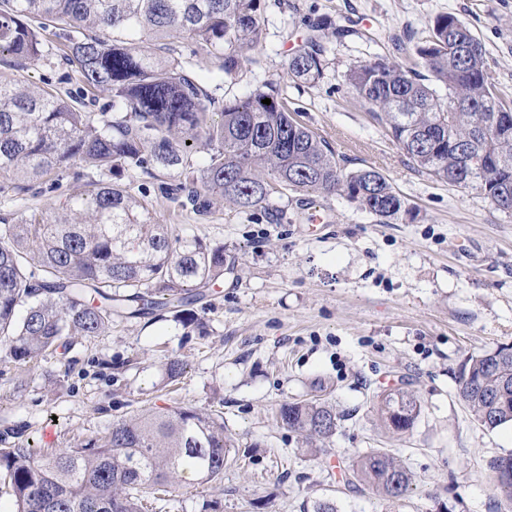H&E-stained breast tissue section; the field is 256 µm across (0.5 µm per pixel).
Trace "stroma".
<instances>
[{
	"label": "stroma",
	"instance_id": "obj_1",
	"mask_svg": "<svg viewBox=\"0 0 512 512\" xmlns=\"http://www.w3.org/2000/svg\"><path fill=\"white\" fill-rule=\"evenodd\" d=\"M262 7V64L216 90V100L276 85L293 117L346 170L380 171L417 218L381 224L345 197L289 190L265 211L216 200L203 216L160 193L174 171L124 174L122 184L159 223L223 245L229 269L193 305L197 324L169 313L116 318L100 335L24 366L0 351V439L40 442L49 431V449L73 448L137 411L192 407L223 417L234 457L217 489L179 490L153 512H314L323 500L337 512H507L512 504L487 464L512 453V426H480L458 385L467 356L512 345V214L418 169L347 92L344 74L376 54L404 60L396 40L451 13L486 47L512 105V0H262ZM319 17L351 20L356 33L328 44L319 82L294 81L288 58ZM62 44L51 37L44 61L8 77L85 101L86 111H109L108 97L86 101L83 83L61 61ZM99 179L73 167L56 191L0 194V217L17 219ZM272 211L279 223L269 220ZM315 215L320 224H311ZM170 357L186 369L166 385L161 365ZM397 385L422 408L403 435L390 433L376 411L377 395ZM296 400L329 402L343 416L316 450L275 421L280 404ZM374 449L412 473L402 501L348 479L352 461Z\"/></svg>",
	"mask_w": 512,
	"mask_h": 512
}]
</instances>
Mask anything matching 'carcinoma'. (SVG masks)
<instances>
[{
  "mask_svg": "<svg viewBox=\"0 0 512 512\" xmlns=\"http://www.w3.org/2000/svg\"><path fill=\"white\" fill-rule=\"evenodd\" d=\"M51 28L67 42L64 64L87 90L107 94L112 111L83 112L50 90L0 78V192L28 191L74 165L108 180L0 224V343L14 363L97 336L115 315L167 311L193 324L189 306L224 279V246L158 223L146 203L112 181L128 171L176 170L162 194L186 198L202 215L216 198L250 210L291 190L343 195L381 224L403 213L417 217L381 172L345 170L273 85L215 111L212 90L237 80L245 64H259L249 52L265 40L261 0H0L3 63L19 70L43 60V33ZM348 33L322 20L309 24L288 59L289 75L317 83L325 44ZM178 39L189 41L190 56L204 66L183 64ZM415 55L408 64L379 55L356 61L345 84L418 167L512 213V108L503 104L485 46L445 13ZM201 139L209 156L197 166L191 153ZM504 382L512 387V346L472 354L462 366L459 398L486 429L512 425V398L494 400ZM377 407L397 434L421 414L401 388L384 391ZM277 418L309 444L332 437L340 420L317 401L285 402ZM232 448L219 416L146 410L76 448H0V475L14 512H145L150 497L218 484ZM488 469L512 503V453L491 459ZM351 470L391 500L405 498L412 484L409 470L380 449Z\"/></svg>",
  "mask_w": 512,
  "mask_h": 512,
  "instance_id": "carcinoma-1",
  "label": "carcinoma"
}]
</instances>
